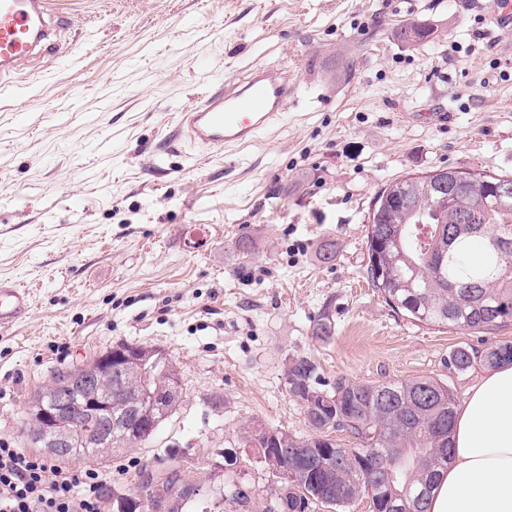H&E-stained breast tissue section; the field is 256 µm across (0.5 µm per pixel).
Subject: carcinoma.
<instances>
[{
    "label": "carcinoma",
    "mask_w": 512,
    "mask_h": 512,
    "mask_svg": "<svg viewBox=\"0 0 512 512\" xmlns=\"http://www.w3.org/2000/svg\"><path fill=\"white\" fill-rule=\"evenodd\" d=\"M509 193H501L502 187ZM480 208L483 226L463 223ZM512 240V176L442 168L393 181L375 195L367 229V278L395 310L426 326L491 330L512 321V248L499 250L496 240ZM487 242V259H468L471 242ZM313 333L327 341L334 335L328 313ZM112 353H140L153 361L151 372L120 367L96 379L97 391L112 395V419L140 409L153 428L171 416L180 398L169 392L175 369L163 350L153 354L140 345L118 342ZM482 363L490 368L512 363V342H492L482 351L459 347L450 355L460 372ZM87 364L56 369L50 382L32 397L48 403ZM288 394L299 402L312 434L297 437L285 430L257 424L246 431L245 444L258 450L269 473L290 471L278 485L288 495V512H312L315 505L342 509L360 496L370 499L372 512H427V502L440 472L448 466L457 401L448 385L430 377L384 383H355L339 379L332 390L321 388L318 366L308 356L289 360ZM88 394L71 392L67 414L80 429L55 458L82 456L107 459L124 447L147 442L141 427L123 426L103 441L86 439L90 422ZM342 430L357 440L347 448L329 438ZM283 448H298L284 455ZM172 469L163 482L143 469L130 493L112 494V512H148L142 500L169 494L180 480ZM219 496L228 512H250L251 490L236 485Z\"/></svg>",
    "instance_id": "1"
}]
</instances>
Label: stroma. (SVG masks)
<instances>
[{"label": "stroma", "instance_id": "obj_1", "mask_svg": "<svg viewBox=\"0 0 512 512\" xmlns=\"http://www.w3.org/2000/svg\"><path fill=\"white\" fill-rule=\"evenodd\" d=\"M491 2L62 0L52 50L0 86V279L32 292L0 329V439L24 447L54 369L122 341L157 347L183 400L103 462L113 491L177 463L199 489L185 512H221L228 480L270 512L243 430L309 435L286 388L293 355L327 385L432 377L464 401L484 368L456 372L450 354L512 341V322L394 312L365 277L366 229L375 193L407 175H512V37L490 26ZM412 25L428 36L403 41ZM272 64L297 81L284 121L237 149L187 145L180 112L215 79Z\"/></svg>", "mask_w": 512, "mask_h": 512}]
</instances>
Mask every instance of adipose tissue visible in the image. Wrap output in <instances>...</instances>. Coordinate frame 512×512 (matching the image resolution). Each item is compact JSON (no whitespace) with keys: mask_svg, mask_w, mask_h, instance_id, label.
<instances>
[{"mask_svg":"<svg viewBox=\"0 0 512 512\" xmlns=\"http://www.w3.org/2000/svg\"><path fill=\"white\" fill-rule=\"evenodd\" d=\"M427 512H512V365L486 370L458 409Z\"/></svg>","mask_w":512,"mask_h":512,"instance_id":"obj_1","label":"adipose tissue"}]
</instances>
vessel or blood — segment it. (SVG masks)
<instances>
[{"label": "vessel or blood", "mask_w": 512, "mask_h": 512, "mask_svg": "<svg viewBox=\"0 0 512 512\" xmlns=\"http://www.w3.org/2000/svg\"><path fill=\"white\" fill-rule=\"evenodd\" d=\"M57 0H0V79L47 51L56 32ZM490 22L512 34V0H494ZM296 81L279 66L248 71L240 80L222 82L199 104L182 113L186 142L232 148L257 141L282 121ZM28 288L0 280V328L12 326L29 308Z\"/></svg>", "instance_id": "obj_1"}]
</instances>
